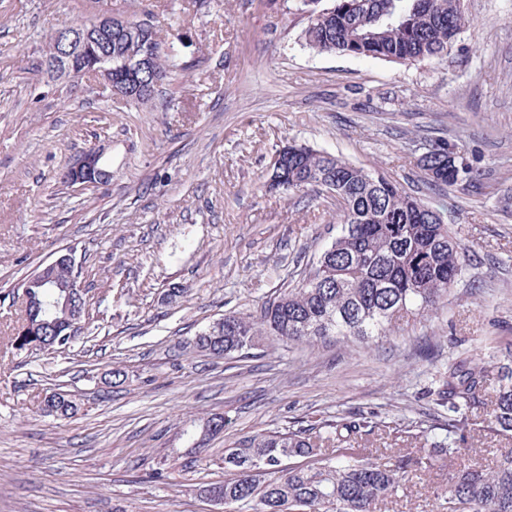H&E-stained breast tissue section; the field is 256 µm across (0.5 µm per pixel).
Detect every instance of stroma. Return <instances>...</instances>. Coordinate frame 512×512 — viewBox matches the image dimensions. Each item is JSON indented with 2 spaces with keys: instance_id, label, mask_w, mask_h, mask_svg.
I'll return each instance as SVG.
<instances>
[{
  "instance_id": "stroma-1",
  "label": "stroma",
  "mask_w": 512,
  "mask_h": 512,
  "mask_svg": "<svg viewBox=\"0 0 512 512\" xmlns=\"http://www.w3.org/2000/svg\"><path fill=\"white\" fill-rule=\"evenodd\" d=\"M465 7L447 55L398 64L313 52L294 0H0V512H224L199 488L223 478L225 446L358 410L428 420L448 360L512 341V213L497 203L512 187V0ZM107 11L151 13L178 64L150 105L35 69L55 27ZM443 137L480 154L479 188L427 183L420 157ZM291 140L440 210L466 270L436 311L383 340L191 352L224 314L256 315L294 287L336 234L334 196L264 188ZM94 146L111 181L64 183ZM66 250L91 319L66 352L14 350L23 280ZM55 389L77 414L44 416ZM215 413L224 432L204 438ZM488 414L463 464L491 467L505 447ZM162 460L173 471L158 479ZM447 479L412 472L390 512H438Z\"/></svg>"
}]
</instances>
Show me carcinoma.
<instances>
[{"label":"carcinoma","instance_id":"1","mask_svg":"<svg viewBox=\"0 0 512 512\" xmlns=\"http://www.w3.org/2000/svg\"><path fill=\"white\" fill-rule=\"evenodd\" d=\"M307 16L305 45L318 53L367 56L411 63L448 53L468 23L463 0H296ZM135 16L112 28L107 45L112 87L130 89L133 103L147 105L156 81L178 64L164 51L157 25ZM150 55L145 68L131 57ZM456 148L433 144L421 159L436 186L470 183L473 166H448ZM271 190L318 187L341 200L340 232L315 268L295 288L266 302L257 317L228 313L195 336L192 349L214 357L247 355L268 339L277 343L367 344L390 335L404 318L436 308L464 270L466 247L440 215L382 173H369L306 144L288 143V160L268 172ZM497 366L498 387L488 431L512 436V343ZM465 353L448 365L435 404L448 416L417 425L411 439L423 454L397 449L382 463L369 448H355L381 431L371 413L350 412L307 426L261 430L224 450V478L203 484L204 497L219 494L224 507L251 512H382L413 470H433L465 453L472 413L483 404L486 367ZM60 417L78 412L76 398L53 392L44 400ZM443 512H512V448L489 469L448 472L440 490Z\"/></svg>","mask_w":512,"mask_h":512}]
</instances>
